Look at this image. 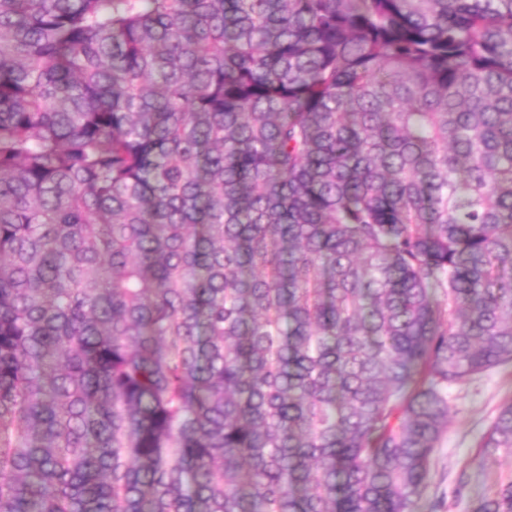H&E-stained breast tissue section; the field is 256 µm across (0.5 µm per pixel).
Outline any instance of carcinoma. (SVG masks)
I'll use <instances>...</instances> for the list:
<instances>
[{"instance_id": "cac0c4a2", "label": "carcinoma", "mask_w": 512, "mask_h": 512, "mask_svg": "<svg viewBox=\"0 0 512 512\" xmlns=\"http://www.w3.org/2000/svg\"><path fill=\"white\" fill-rule=\"evenodd\" d=\"M509 363L512 0H0V512H417Z\"/></svg>"}]
</instances>
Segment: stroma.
<instances>
[{"instance_id":"35a3bbf8","label":"stroma","mask_w":512,"mask_h":512,"mask_svg":"<svg viewBox=\"0 0 512 512\" xmlns=\"http://www.w3.org/2000/svg\"><path fill=\"white\" fill-rule=\"evenodd\" d=\"M448 436L440 448L420 512H474L479 501L512 476V459L477 461L476 442L500 406L512 399V364L450 391Z\"/></svg>"}]
</instances>
